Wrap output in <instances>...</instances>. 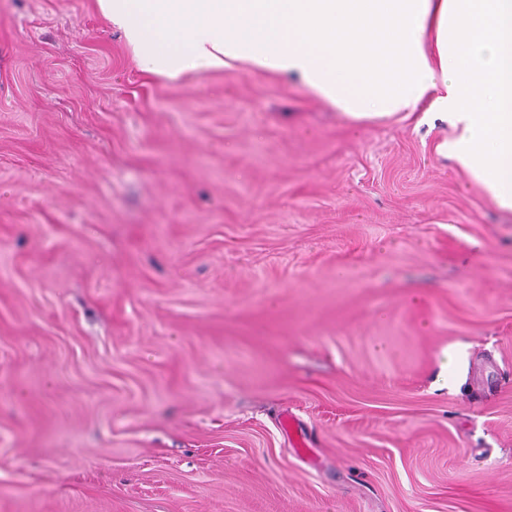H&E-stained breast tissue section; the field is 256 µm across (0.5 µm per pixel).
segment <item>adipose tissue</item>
<instances>
[{
  "mask_svg": "<svg viewBox=\"0 0 512 512\" xmlns=\"http://www.w3.org/2000/svg\"><path fill=\"white\" fill-rule=\"evenodd\" d=\"M144 70L248 62L295 77L349 123L420 112L439 148L512 211V0H96Z\"/></svg>",
  "mask_w": 512,
  "mask_h": 512,
  "instance_id": "adipose-tissue-1",
  "label": "adipose tissue"
}]
</instances>
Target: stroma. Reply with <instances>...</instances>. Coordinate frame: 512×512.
Returning <instances> with one entry per match:
<instances>
[{
  "instance_id": "stroma-1",
  "label": "stroma",
  "mask_w": 512,
  "mask_h": 512,
  "mask_svg": "<svg viewBox=\"0 0 512 512\" xmlns=\"http://www.w3.org/2000/svg\"><path fill=\"white\" fill-rule=\"evenodd\" d=\"M449 133L0 0V512H512V212Z\"/></svg>"
}]
</instances>
